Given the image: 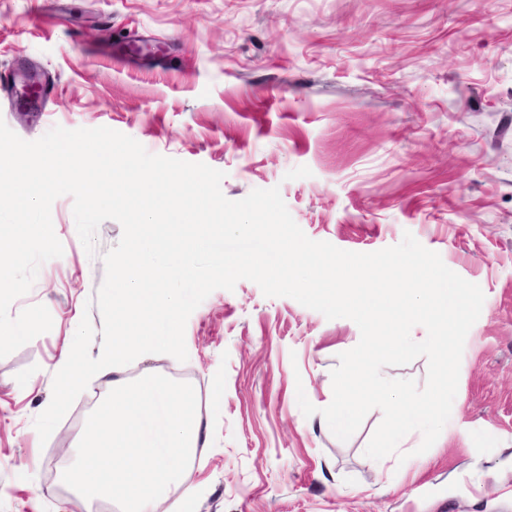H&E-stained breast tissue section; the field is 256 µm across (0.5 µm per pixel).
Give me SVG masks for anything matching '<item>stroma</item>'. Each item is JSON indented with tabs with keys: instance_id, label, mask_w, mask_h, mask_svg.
Returning a JSON list of instances; mask_svg holds the SVG:
<instances>
[{
	"instance_id": "stroma-1",
	"label": "stroma",
	"mask_w": 512,
	"mask_h": 512,
	"mask_svg": "<svg viewBox=\"0 0 512 512\" xmlns=\"http://www.w3.org/2000/svg\"><path fill=\"white\" fill-rule=\"evenodd\" d=\"M148 42L152 65L129 54ZM37 66L29 112L0 83V119L33 141L108 127L152 154L223 171L231 200L279 187L312 240L369 253L411 232L485 301L467 334L451 416L424 454L377 470L364 454L381 410L348 441L305 417L360 340L255 283L213 291L185 328L186 362L147 354L122 378L192 384L204 445L160 512H512V0H0V73ZM61 257L10 307L53 325L0 358V512H101L58 480L91 411L82 394L47 442L35 418L122 236L77 235L52 205Z\"/></svg>"
}]
</instances>
